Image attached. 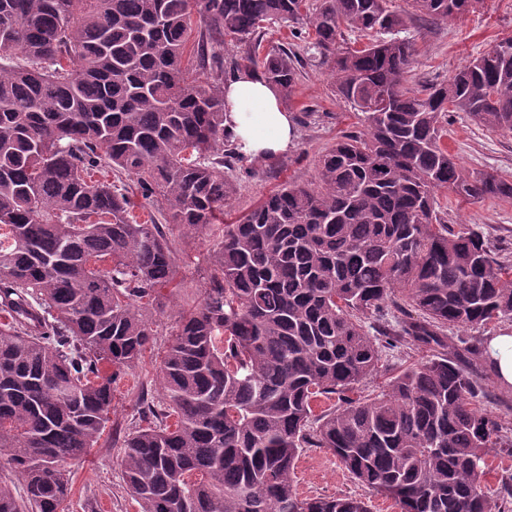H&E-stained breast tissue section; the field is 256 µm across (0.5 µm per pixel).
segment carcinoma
<instances>
[{"label":"carcinoma","instance_id":"carcinoma-1","mask_svg":"<svg viewBox=\"0 0 512 512\" xmlns=\"http://www.w3.org/2000/svg\"><path fill=\"white\" fill-rule=\"evenodd\" d=\"M480 2L411 7L446 24ZM301 20L359 130L313 182L224 225L159 367L165 405L125 437L131 496L140 512H368L299 497L315 447L403 512H512L484 491L488 449H512L476 407L487 345L448 335L512 321V256L438 200L512 199V179L444 143L452 111L512 133V36L408 87L419 48L388 0H0V455L26 487L19 500L0 476V512H70V464L101 439L114 384L153 346L155 290L175 283L166 226L199 234L238 190L224 46L286 97L297 55L261 52L264 29ZM372 330L432 356L353 399L381 372Z\"/></svg>","mask_w":512,"mask_h":512}]
</instances>
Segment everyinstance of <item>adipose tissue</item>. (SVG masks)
I'll use <instances>...</instances> for the list:
<instances>
[{"mask_svg":"<svg viewBox=\"0 0 512 512\" xmlns=\"http://www.w3.org/2000/svg\"><path fill=\"white\" fill-rule=\"evenodd\" d=\"M224 99L226 125L241 154L269 158L294 148V120L282 109L279 92L260 72L250 68L237 71L224 86Z\"/></svg>","mask_w":512,"mask_h":512,"instance_id":"ef3b65f1","label":"adipose tissue"}]
</instances>
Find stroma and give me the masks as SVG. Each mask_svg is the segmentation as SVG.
Returning <instances> with one entry per match:
<instances>
[{
	"instance_id": "1",
	"label": "stroma",
	"mask_w": 512,
	"mask_h": 512,
	"mask_svg": "<svg viewBox=\"0 0 512 512\" xmlns=\"http://www.w3.org/2000/svg\"><path fill=\"white\" fill-rule=\"evenodd\" d=\"M420 51L410 77L411 83L425 84L447 79L456 69L485 53L498 39L512 36V0H480L476 9L449 24L430 25L410 20ZM290 26H269L264 48L285 46L299 57L300 75L283 105L297 129L294 148L273 161L244 157L230 176L238 192L226 212L237 217L263 196L288 182L313 181L320 156L337 137L357 130L358 119L350 105L339 99L324 69L311 65L302 40ZM448 150L470 169L494 172L512 178V134L489 130L475 124L466 113L448 115ZM443 212L452 224H469L505 251H512V200L465 201L454 193L439 196ZM222 225L215 224L202 234L191 235L177 226L169 232L177 247V287L157 289L158 307L148 313L155 344L144 358L127 369L114 391L112 423L134 428L140 423V394L148 392L155 406H162L164 394L158 383V366L170 339L179 309L196 304L208 285L210 257L222 239ZM123 444L104 432L97 448L71 467L72 512H88L96 504L99 512H139L130 497L121 467ZM297 489L301 497L356 496L365 500L371 512H401L390 498L372 493L359 484L336 457L322 448L304 449L297 462Z\"/></svg>"
}]
</instances>
